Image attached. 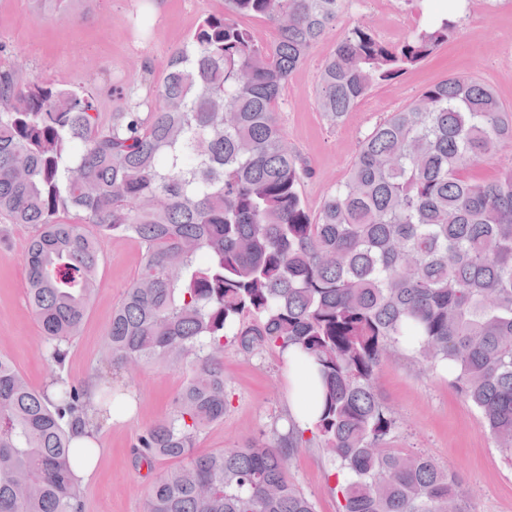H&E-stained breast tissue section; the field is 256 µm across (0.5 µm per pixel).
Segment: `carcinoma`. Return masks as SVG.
Here are the masks:
<instances>
[{"label":"carcinoma","instance_id":"cac0c4a2","mask_svg":"<svg viewBox=\"0 0 512 512\" xmlns=\"http://www.w3.org/2000/svg\"><path fill=\"white\" fill-rule=\"evenodd\" d=\"M345 0H227L169 57L146 115L0 70V214L37 227L24 256L26 298L55 367L53 394L0 357V512H83L69 431L101 426L124 403L116 373L176 367L166 417L133 447L160 472L143 512H316L291 481L294 452L315 444L347 474L339 512H470L458 477L422 453L389 447L394 413L377 390L385 358L407 349L446 370L512 465V165L491 182L467 167L512 142V107L476 76L451 75L380 121L347 179L308 209L307 168L288 145L278 100L333 30ZM277 30L271 44L242 24ZM440 17L403 40L358 24L323 64L316 105L332 122L417 68L457 32ZM72 210L85 223H65ZM98 228L91 234L86 225ZM143 248L112 312L99 409L64 375L96 292L104 242ZM292 350L315 367L310 437L293 420L262 438L196 455L231 406L224 348Z\"/></svg>","mask_w":512,"mask_h":512}]
</instances>
